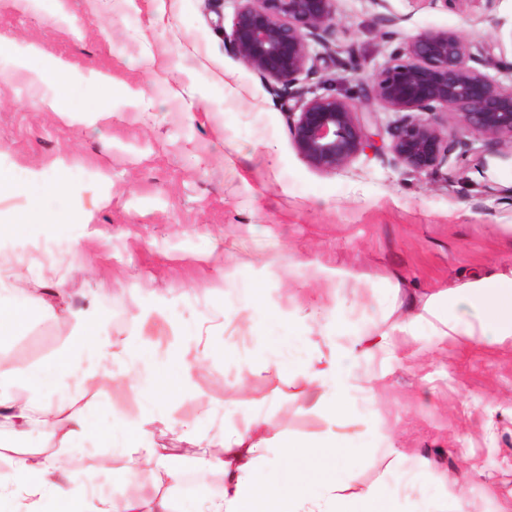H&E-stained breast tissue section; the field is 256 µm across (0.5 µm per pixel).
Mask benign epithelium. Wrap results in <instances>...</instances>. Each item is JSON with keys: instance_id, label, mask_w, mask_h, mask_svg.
Listing matches in <instances>:
<instances>
[{"instance_id": "7a95c632", "label": "benign epithelium", "mask_w": 512, "mask_h": 512, "mask_svg": "<svg viewBox=\"0 0 512 512\" xmlns=\"http://www.w3.org/2000/svg\"><path fill=\"white\" fill-rule=\"evenodd\" d=\"M228 41L235 54L276 97L295 101L288 127L299 153L314 168L336 171L370 146L372 133L353 106L334 93L302 85L314 73L312 44L333 51L337 0H237ZM488 43L477 54L454 31L406 36L387 65L362 88L366 107L403 114L388 147L394 165L429 172L467 146L459 132L512 142V84L494 82L485 69L497 65ZM451 111L455 130L422 118Z\"/></svg>"}]
</instances>
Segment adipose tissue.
<instances>
[{
    "instance_id": "1",
    "label": "adipose tissue",
    "mask_w": 512,
    "mask_h": 512,
    "mask_svg": "<svg viewBox=\"0 0 512 512\" xmlns=\"http://www.w3.org/2000/svg\"><path fill=\"white\" fill-rule=\"evenodd\" d=\"M51 191V186L19 182L0 170V193L26 197L38 223H71L73 211L43 208L42 198ZM422 325L432 330L437 346L451 340L467 347L512 346V275L475 274L457 287L430 294L422 312L408 315L396 329L412 336ZM119 348L141 361L149 357L144 344L119 345L99 325H80L71 344L42 367L18 366L0 372V414L21 425L38 426L57 447H69L85 434L88 415L70 399L56 396L55 387L65 378L80 386L111 387L116 378L112 360ZM390 350L387 334L373 339L356 334L349 347L317 357L298 370L297 386L319 390L315 408L330 425L317 443L318 473L303 470L305 452L295 441L271 443L263 434L259 416L225 428L220 451L211 458L212 465L224 471V491L207 500L202 512H400L398 497L386 481L364 483L359 471L345 465L341 454L343 445L351 440L347 419L359 395L372 391L369 382L350 377L345 363L354 356L368 357ZM171 363L170 373L142 378L141 384L151 398L166 401L187 389L190 364L178 352L172 354ZM152 425L180 429L196 446L210 443L194 427L155 415L124 423L121 438L127 444L139 443L146 427ZM9 465V477L0 478V501L13 500L15 512H41L51 497L66 500L70 512H174L164 497L145 499L129 494L115 498L100 491L73 488L62 467L36 454L11 459ZM280 465L288 469L287 486L257 480L259 468ZM328 472L335 473V481L324 484L322 491H313L311 485L318 474Z\"/></svg>"
}]
</instances>
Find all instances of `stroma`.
Wrapping results in <instances>:
<instances>
[{
    "mask_svg": "<svg viewBox=\"0 0 512 512\" xmlns=\"http://www.w3.org/2000/svg\"><path fill=\"white\" fill-rule=\"evenodd\" d=\"M235 0H0V169L21 182L56 184L53 207L69 224H28L0 240L26 257V275L53 311L0 328V369L39 367L95 322L112 336L145 340L154 372L179 345L207 351L188 392L166 403L122 378L81 396L89 438L66 474L97 476L119 496L166 495L200 504L224 474L189 461L170 485L136 448L114 442L122 423L168 414L220 437L256 410L272 440L314 443L327 430L316 391L290 386L311 352L335 345L336 322L368 336L405 318L411 300L461 284L472 272L512 271V144L470 136L464 163L415 174L369 149L337 171L298 153L286 105L233 52ZM398 36L448 29L473 46L496 43L490 77L512 82V0H338V58L307 81L317 93L357 97ZM62 66L94 112H57L58 85L37 71ZM348 267L343 284L300 275L301 265ZM265 291L248 300L256 282ZM322 315L312 345L288 333L289 317ZM393 333V356L354 361L381 379L377 413L357 407L367 447L345 449L365 482L414 476L425 455L447 487L424 483L401 512H500L512 502V349L452 342L425 356L417 337ZM282 376L253 378L270 362Z\"/></svg>",
    "mask_w": 512,
    "mask_h": 512,
    "instance_id": "obj_1",
    "label": "stroma"
}]
</instances>
